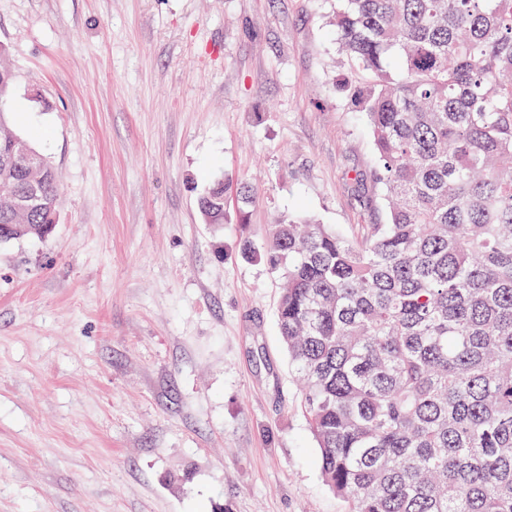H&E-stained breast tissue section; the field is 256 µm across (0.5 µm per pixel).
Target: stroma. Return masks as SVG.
<instances>
[{
    "label": "stroma",
    "mask_w": 512,
    "mask_h": 512,
    "mask_svg": "<svg viewBox=\"0 0 512 512\" xmlns=\"http://www.w3.org/2000/svg\"><path fill=\"white\" fill-rule=\"evenodd\" d=\"M335 0H0L10 126L57 170L45 240L0 243V512H348L238 253L302 217L383 224ZM257 191L247 224L198 197ZM199 210L206 224H223L224 184L218 181L199 199Z\"/></svg>",
    "instance_id": "obj_1"
}]
</instances>
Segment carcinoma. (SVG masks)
Returning a JSON list of instances; mask_svg holds the SVG:
<instances>
[{
	"label": "carcinoma",
	"instance_id": "obj_1",
	"mask_svg": "<svg viewBox=\"0 0 512 512\" xmlns=\"http://www.w3.org/2000/svg\"><path fill=\"white\" fill-rule=\"evenodd\" d=\"M333 26L388 222L347 239L288 219L241 243L282 282L322 477L349 512H512V0H336ZM13 83L0 44V104ZM6 126L0 108V243L45 240L59 175ZM254 201L240 187V223ZM198 206L224 223V184Z\"/></svg>",
	"mask_w": 512,
	"mask_h": 512
}]
</instances>
